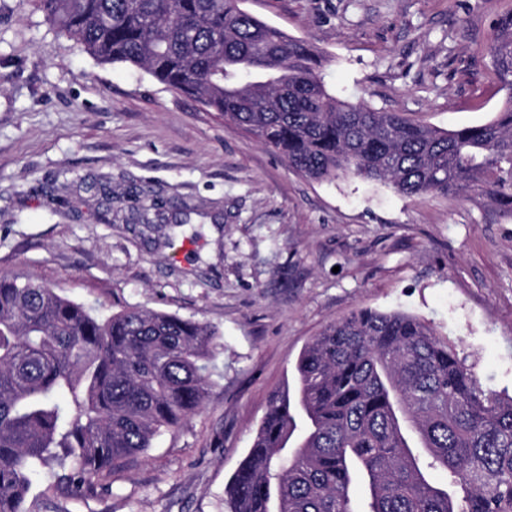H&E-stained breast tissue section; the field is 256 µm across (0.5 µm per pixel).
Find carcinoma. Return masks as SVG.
I'll list each match as a JSON object with an SVG mask.
<instances>
[{
  "mask_svg": "<svg viewBox=\"0 0 512 512\" xmlns=\"http://www.w3.org/2000/svg\"><path fill=\"white\" fill-rule=\"evenodd\" d=\"M39 2L99 62L145 69L309 179L512 204L511 10L486 44L504 107L440 130L330 93L326 57L245 0ZM216 347L198 321L137 306L99 317L0 277V512H25L41 467L92 489L181 427L203 407ZM294 379L225 487L230 512H512V396L484 389L422 319L358 309L304 347Z\"/></svg>",
  "mask_w": 512,
  "mask_h": 512,
  "instance_id": "1",
  "label": "carcinoma"
}]
</instances>
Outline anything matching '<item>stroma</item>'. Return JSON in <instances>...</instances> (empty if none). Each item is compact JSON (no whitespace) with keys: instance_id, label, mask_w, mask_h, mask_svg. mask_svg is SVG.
<instances>
[{"instance_id":"obj_1","label":"stroma","mask_w":512,"mask_h":512,"mask_svg":"<svg viewBox=\"0 0 512 512\" xmlns=\"http://www.w3.org/2000/svg\"><path fill=\"white\" fill-rule=\"evenodd\" d=\"M330 60L341 97L441 129L496 118L485 46L512 0H246ZM0 277L109 315L215 327L202 410L92 490L38 469L28 512H229L224 487L302 348L401 311L512 395V206L303 177L145 70L102 64L36 0H0Z\"/></svg>"}]
</instances>
